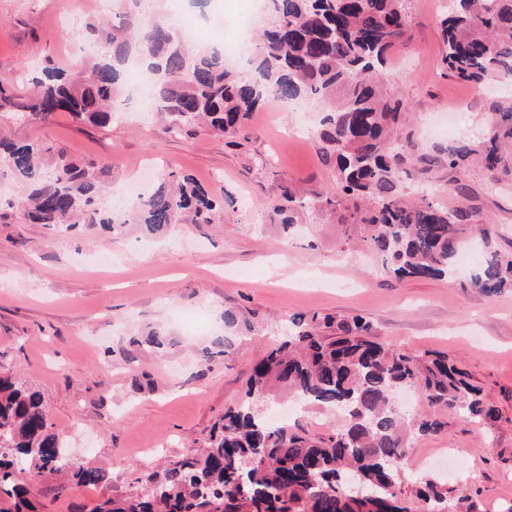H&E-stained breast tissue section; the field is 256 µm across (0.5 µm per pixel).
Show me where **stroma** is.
I'll return each mask as SVG.
<instances>
[{
    "label": "stroma",
    "instance_id": "stroma-1",
    "mask_svg": "<svg viewBox=\"0 0 512 512\" xmlns=\"http://www.w3.org/2000/svg\"><path fill=\"white\" fill-rule=\"evenodd\" d=\"M249 5L224 0L216 10L194 0L161 2L164 12L194 17L192 38L202 47L232 43ZM130 6L131 0H0V83L25 102L30 87L19 83L21 73L86 60L75 30ZM409 10L410 39L392 50L386 85L408 105L417 153L439 160L459 138L481 135V116L497 91L444 74L437 0H410ZM122 109L123 118L95 126L66 112L20 121L12 108H0V130L13 141L109 165L111 184L144 168L154 181L185 173L219 202L213 223L175 224L158 239L137 224L66 228L0 219V371L42 392L49 422L66 436L76 464L112 476L110 488L75 486L59 498L54 480L26 474L38 512L89 510L105 492L135 493L148 472L201 452L225 408L242 398L268 344L293 316L313 312L363 316L390 348L461 363L498 417L475 424L450 414L439 433L414 439L400 489L410 495L418 460L450 448L457 473L433 466L437 482L465 498L470 512H512V292L488 298L459 286L484 252L448 276L399 282L363 245L362 225L341 223L337 212L303 210L287 230L273 223L282 184L308 196L333 187L312 131L317 113L270 101L225 138L200 127L174 133L165 116L144 113L135 101ZM460 182L478 222L497 225L498 249L512 252V188L491 192L483 172L457 181L442 167L406 187L453 204ZM104 252L114 253L112 266H89ZM227 308L237 318L229 334L221 318ZM153 331L163 335L162 348L147 344Z\"/></svg>",
    "mask_w": 512,
    "mask_h": 512
}]
</instances>
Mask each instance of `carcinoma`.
<instances>
[{"label":"carcinoma","mask_w":512,"mask_h":512,"mask_svg":"<svg viewBox=\"0 0 512 512\" xmlns=\"http://www.w3.org/2000/svg\"><path fill=\"white\" fill-rule=\"evenodd\" d=\"M408 0H267V19L247 73L224 65V52L198 48L169 20L135 12L119 23L90 18L81 39L103 52L71 70L49 66L32 81L22 119L67 112L98 126L112 123L126 90L124 64L133 54L154 79L150 106L167 113L181 131L206 120L212 132L233 135L265 101L288 106L311 102L322 113L317 137L324 162L333 167L334 194L311 199L282 185L273 206L279 223L292 225L302 208L344 210L343 224L364 225L362 241L381 254L388 270L404 278H441L465 244L476 210L448 208L431 198L410 201L403 179L431 171V160L412 154L402 137L405 102L382 90L391 51L408 40ZM448 74L481 87L512 78V0H451L439 15ZM489 120L477 140L459 139L446 152L448 171L479 166L490 184L512 186V92L488 104ZM3 160L24 194L7 207L38 224H139L156 235L191 219L211 222L217 201L190 176L171 173L126 208H109L103 192L107 165H78L55 150L51 171L45 146L14 143L0 134ZM485 262L460 288L488 298L512 291V253L494 248L493 224L477 225ZM253 367L245 399L224 411L201 453L148 473L141 490L107 495L90 512H469L465 499H450L430 477L416 474L414 495L402 497L398 478L409 457L411 424L393 406L396 393L419 391L428 408L419 434L438 432L441 415L492 421L497 410L469 376L445 355L411 354L385 347L361 317L319 313L291 320ZM302 398L336 412L343 425L317 437L299 422L273 425L258 408L280 396ZM29 469L70 485H111L104 468L70 459L65 436L48 424L43 394L0 375V512H34L31 490L19 482ZM372 491L356 499L353 476Z\"/></svg>","instance_id":"1"}]
</instances>
